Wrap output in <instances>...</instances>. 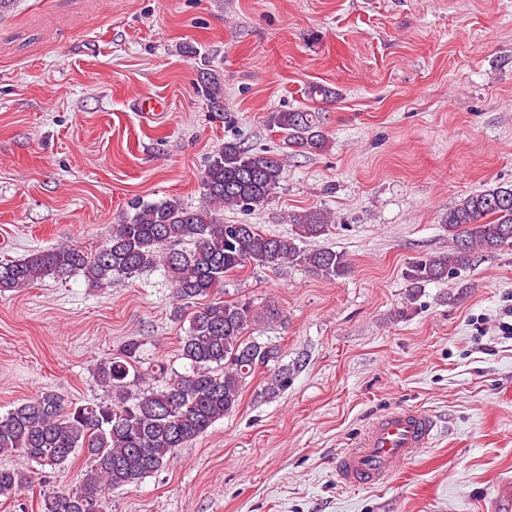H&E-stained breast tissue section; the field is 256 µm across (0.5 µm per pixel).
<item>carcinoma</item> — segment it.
I'll list each match as a JSON object with an SVG mask.
<instances>
[{
	"label": "carcinoma",
	"mask_w": 512,
	"mask_h": 512,
	"mask_svg": "<svg viewBox=\"0 0 512 512\" xmlns=\"http://www.w3.org/2000/svg\"><path fill=\"white\" fill-rule=\"evenodd\" d=\"M199 79L212 108L224 110V75L202 68ZM269 122L283 135V149L255 152L236 140L224 142L200 177L199 206L188 208L176 199L138 201L129 220L112 225L94 251L61 245L0 261V293L74 274L94 288H108L116 279L160 266L177 301L175 319L184 316V305L204 301L180 341L185 371H172L163 362L142 367L143 343L131 337L98 368L110 400L73 402L47 390L0 415V454L24 460L22 467L0 466V498L14 499L43 485L48 474L83 453L89 466L67 489L40 490L38 512H107V490L164 469L179 449L236 410L256 370L272 371L269 392L288 388L280 348L247 335L254 325L279 322L281 310L274 304L260 308L249 299L228 302L212 293L224 286V278L251 265L272 271L298 265L335 280L348 275L350 263L331 248L301 246L329 231L333 219L325 209L288 214V223L295 225L292 236L265 234L254 224L224 223V209L247 210L269 200L284 178L289 155L327 146L318 111H278ZM444 224L454 246L407 267L413 296L424 285L468 268L474 249L493 254L512 246V186L467 195L448 210ZM147 380L157 385L140 388Z\"/></svg>",
	"instance_id": "obj_1"
}]
</instances>
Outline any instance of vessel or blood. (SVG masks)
Listing matches in <instances>:
<instances>
[{
	"mask_svg": "<svg viewBox=\"0 0 512 512\" xmlns=\"http://www.w3.org/2000/svg\"><path fill=\"white\" fill-rule=\"evenodd\" d=\"M433 436L434 423L426 413L414 409L390 411L372 424L358 448L339 457L337 476L347 485L376 486L399 463L429 445Z\"/></svg>",
	"mask_w": 512,
	"mask_h": 512,
	"instance_id": "obj_1",
	"label": "vessel or blood"
}]
</instances>
